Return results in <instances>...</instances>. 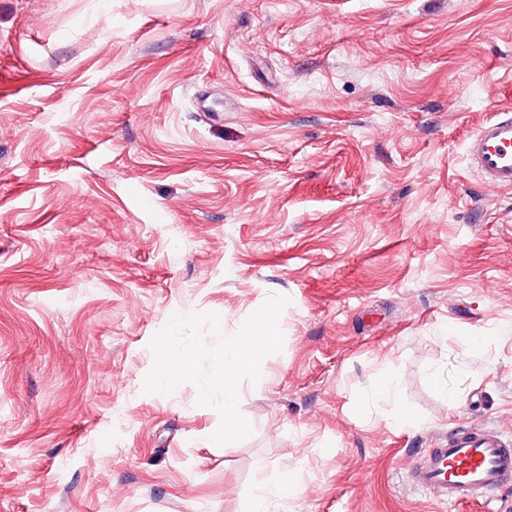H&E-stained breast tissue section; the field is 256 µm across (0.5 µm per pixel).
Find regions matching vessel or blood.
<instances>
[{
  "instance_id": "1",
  "label": "vessel or blood",
  "mask_w": 512,
  "mask_h": 512,
  "mask_svg": "<svg viewBox=\"0 0 512 512\" xmlns=\"http://www.w3.org/2000/svg\"><path fill=\"white\" fill-rule=\"evenodd\" d=\"M466 157L479 178L512 189L511 108L467 139ZM408 477L443 503L488 498L512 483V438L488 424L463 428L423 453Z\"/></svg>"
}]
</instances>
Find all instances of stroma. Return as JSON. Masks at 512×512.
<instances>
[{
  "label": "stroma",
  "mask_w": 512,
  "mask_h": 512,
  "mask_svg": "<svg viewBox=\"0 0 512 512\" xmlns=\"http://www.w3.org/2000/svg\"><path fill=\"white\" fill-rule=\"evenodd\" d=\"M506 106L512 0H0V512L512 503L407 479L512 435V189L464 150ZM278 294L249 437L143 393L174 316L230 335ZM296 486L290 482L280 484L273 489L265 486L257 488L254 495L253 509L254 512H263L267 510V502L270 497L288 498L295 494Z\"/></svg>",
  "instance_id": "1"
}]
</instances>
